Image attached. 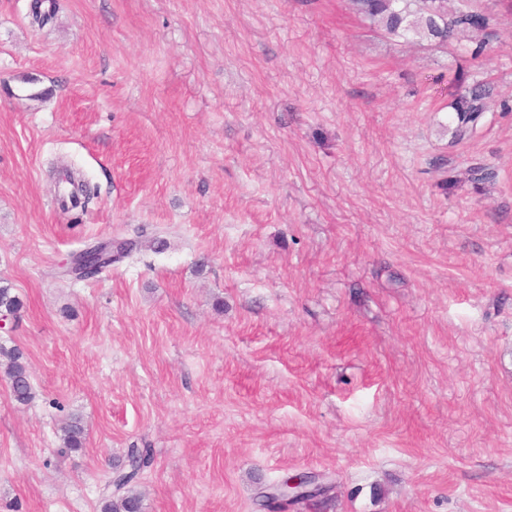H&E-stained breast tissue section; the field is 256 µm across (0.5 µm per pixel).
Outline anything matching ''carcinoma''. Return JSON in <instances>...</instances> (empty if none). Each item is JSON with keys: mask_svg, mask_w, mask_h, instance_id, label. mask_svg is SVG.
Returning a JSON list of instances; mask_svg holds the SVG:
<instances>
[{"mask_svg": "<svg viewBox=\"0 0 512 512\" xmlns=\"http://www.w3.org/2000/svg\"><path fill=\"white\" fill-rule=\"evenodd\" d=\"M444 0H349L350 9L371 28H380L391 37L412 35L443 46L455 37L468 39L475 33L484 32L495 23V16L474 8H446ZM56 0H33L32 23L46 25L53 17ZM489 91L480 84L458 85L457 94L450 107L456 114L455 139L458 142L476 133L486 111L485 99ZM23 307L12 294L11 288L0 286V310L16 314ZM6 363H0V373L7 379L11 394L20 404L29 403L33 397L28 365L23 353L14 348L6 353ZM63 448L78 451L84 448V430L78 420L63 427ZM126 464L114 472L113 490L105 495L99 505L100 512H141V499L134 492L144 468L151 463V449L130 448Z\"/></svg>", "mask_w": 512, "mask_h": 512, "instance_id": "carcinoma-1", "label": "carcinoma"}]
</instances>
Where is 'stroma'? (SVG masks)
<instances>
[{"instance_id":"35a3bbf8","label":"stroma","mask_w":512,"mask_h":512,"mask_svg":"<svg viewBox=\"0 0 512 512\" xmlns=\"http://www.w3.org/2000/svg\"><path fill=\"white\" fill-rule=\"evenodd\" d=\"M472 2L476 58L347 0H0V347L35 392L0 379V512H98L131 448L142 512L293 471L333 484L300 512H512V0ZM460 80L490 95L457 144ZM0 352L7 358L6 363H0V372L9 383L14 400L20 404L29 403L33 399L34 393L23 353L17 348L8 352Z\"/></svg>"}]
</instances>
